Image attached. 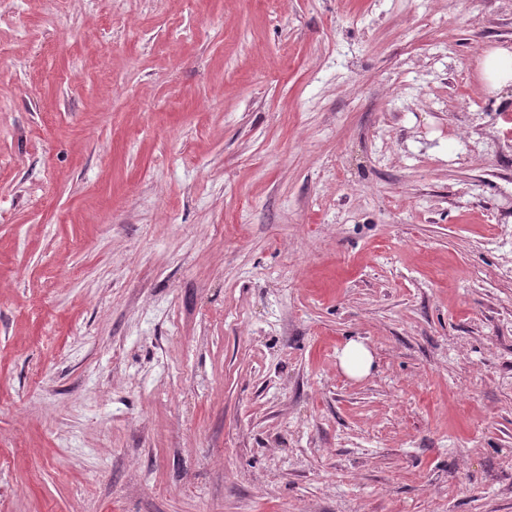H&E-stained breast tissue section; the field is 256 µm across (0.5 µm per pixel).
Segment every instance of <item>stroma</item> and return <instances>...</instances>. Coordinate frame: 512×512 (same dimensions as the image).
I'll use <instances>...</instances> for the list:
<instances>
[{"label": "stroma", "mask_w": 512, "mask_h": 512, "mask_svg": "<svg viewBox=\"0 0 512 512\" xmlns=\"http://www.w3.org/2000/svg\"><path fill=\"white\" fill-rule=\"evenodd\" d=\"M504 44L507 0H0V512H512ZM483 74L492 89L512 84V47L488 50L483 56ZM339 364L346 375L352 378H360L369 374L373 357L363 342L350 339L341 351Z\"/></svg>", "instance_id": "stroma-1"}]
</instances>
